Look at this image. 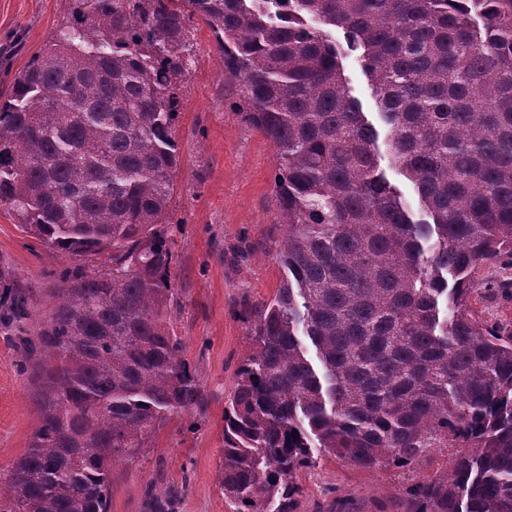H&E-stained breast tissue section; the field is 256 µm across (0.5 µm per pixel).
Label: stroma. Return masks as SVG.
Masks as SVG:
<instances>
[{"instance_id":"1","label":"stroma","mask_w":512,"mask_h":512,"mask_svg":"<svg viewBox=\"0 0 512 512\" xmlns=\"http://www.w3.org/2000/svg\"><path fill=\"white\" fill-rule=\"evenodd\" d=\"M65 13V0H0V49L20 46L10 58L0 57V90L57 33ZM190 38L193 63L174 129L180 163L166 227L175 255V330L204 401L172 414L151 447L113 464L110 512H143L151 484L179 489L178 512H237L220 482L224 406L251 351L250 313L274 297L283 276L276 259L286 232L275 221L276 149L231 111L238 88L203 20L194 19ZM342 67L353 96L380 123L379 102L357 54L344 56ZM71 263L28 237L0 207V281L24 292L30 311L19 322L0 320L1 474L23 455L36 423L33 374L19 370L18 339L44 329L60 274ZM454 455L441 448L414 465L363 469L311 449L310 465L296 475L295 512H392L411 484L445 470Z\"/></svg>"}]
</instances>
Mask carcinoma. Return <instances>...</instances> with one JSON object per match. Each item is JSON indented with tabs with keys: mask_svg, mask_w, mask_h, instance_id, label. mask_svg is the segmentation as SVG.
<instances>
[{
	"mask_svg": "<svg viewBox=\"0 0 512 512\" xmlns=\"http://www.w3.org/2000/svg\"><path fill=\"white\" fill-rule=\"evenodd\" d=\"M66 6L0 101V206L44 247L105 252L111 267L66 269L46 328L21 339L37 421L0 477V512H109L112 463L201 401L163 227L196 16L238 82L234 109L276 146L286 226L282 283L254 309L253 352L224 407V495L293 512L315 441L364 469L459 448L397 512H512V324L472 302L484 269L512 298V0ZM336 29L375 89L383 139L350 94ZM0 305L8 321L28 314L18 290ZM177 497L150 486L147 512H176ZM382 165L386 168L387 176L389 177V179L400 189L403 195V199L407 203V206L415 215H418L420 209L419 199L412 185L409 182H407L402 176H400L397 172H395L392 169H389L386 160L382 162Z\"/></svg>",
	"mask_w": 512,
	"mask_h": 512,
	"instance_id": "obj_1",
	"label": "carcinoma"
}]
</instances>
